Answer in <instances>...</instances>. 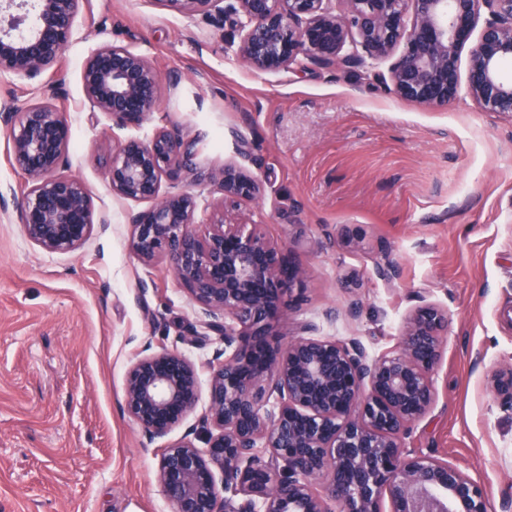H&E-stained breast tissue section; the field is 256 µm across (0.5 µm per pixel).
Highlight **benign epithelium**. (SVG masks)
Here are the masks:
<instances>
[{"label":"benign epithelium","instance_id":"obj_1","mask_svg":"<svg viewBox=\"0 0 512 512\" xmlns=\"http://www.w3.org/2000/svg\"><path fill=\"white\" fill-rule=\"evenodd\" d=\"M84 0H0V75L34 81L55 68L74 34ZM187 17H210L241 31L239 57L262 72L305 63L383 60L395 49L389 79L404 99L439 106L461 92L486 112H512V0H346L337 15L326 0H155ZM481 27L466 87L461 50ZM352 52L342 55L346 47ZM85 98L118 128L139 126L159 101L162 77L144 55L118 44L97 47L81 73ZM0 107L12 165L25 179L19 220L27 238L52 253L80 248L95 211L87 189L58 174L68 147L55 104ZM197 141L166 128L147 141L117 140L104 175L112 194L149 206L132 219L131 246L144 261L165 258L173 275L222 335L201 418L206 450L189 438L163 449L157 481L173 512H490L481 483L444 460L404 448L406 428L435 400L448 313L434 304L408 314L397 347L375 359L360 341L269 336L286 318L285 296L306 268L258 227L197 221L195 195L162 190L163 178L198 176ZM222 203L254 200L260 181L232 165L209 176ZM197 368L178 351L145 346L131 362L124 407L149 438L163 437L195 409ZM512 394V367L491 380ZM224 474L219 506L216 470Z\"/></svg>","mask_w":512,"mask_h":512}]
</instances>
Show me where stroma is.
<instances>
[{
  "label": "stroma",
  "mask_w": 512,
  "mask_h": 512,
  "mask_svg": "<svg viewBox=\"0 0 512 512\" xmlns=\"http://www.w3.org/2000/svg\"><path fill=\"white\" fill-rule=\"evenodd\" d=\"M239 42L155 0H85L51 78L63 89L64 172L109 229L76 251L26 237L24 178L0 128V512L173 510L156 481L161 450L209 397L150 440L123 410L126 371L148 342L205 376L224 343L168 260L133 252L130 219L144 205L114 198L102 166L112 141L159 127L196 140L206 174L231 164L260 178L262 196L224 219L259 225L307 269L278 343L356 337L374 357L396 347L415 306L447 309L435 403L402 442L479 480L491 512H512V397L487 388L512 365V114L466 96L438 108L401 100L380 81L386 60L259 72ZM104 43L145 55L162 76L159 109L139 126L115 128L84 102L82 64ZM352 231L360 248L346 242Z\"/></svg>",
  "instance_id": "1"
}]
</instances>
